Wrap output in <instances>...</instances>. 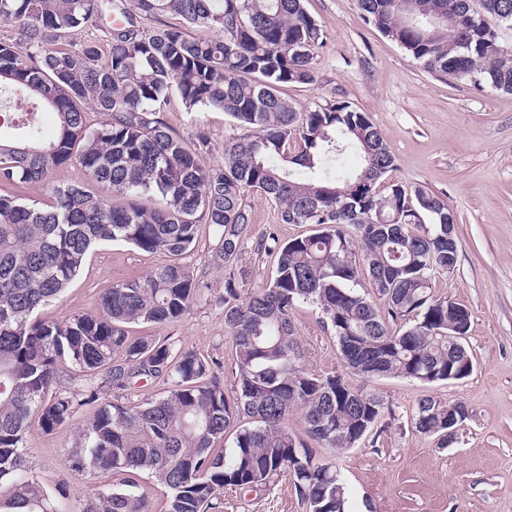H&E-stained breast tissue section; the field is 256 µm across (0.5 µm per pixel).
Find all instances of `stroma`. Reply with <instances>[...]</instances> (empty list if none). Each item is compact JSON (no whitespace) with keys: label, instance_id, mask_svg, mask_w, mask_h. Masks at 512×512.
I'll return each instance as SVG.
<instances>
[{"label":"stroma","instance_id":"35a3bbf8","mask_svg":"<svg viewBox=\"0 0 512 512\" xmlns=\"http://www.w3.org/2000/svg\"><path fill=\"white\" fill-rule=\"evenodd\" d=\"M308 14L326 33L314 49V80L286 87L297 111L347 102L366 112L392 150L396 180L427 187L448 203L456 219L457 263L438 275L435 295L470 312L465 346L474 370L461 380L424 384L393 375L367 380L354 375L340 357L336 338L314 308L295 310L293 325L303 344L308 372L339 376L379 396L384 413L369 437L347 450L315 448V455L336 468L351 493V512H512V94L476 90L471 83L429 72L397 42L360 17L357 0H304ZM163 116L186 141L198 131L209 136L199 153L203 167L223 162L224 140L236 134L223 111H187L170 93ZM252 221L241 250L225 261L218 235L202 226L195 248L186 255L208 294L184 317L158 328L132 323L129 335L160 334L183 348L224 362V385L232 387L235 360L225 331L227 270L242 277L247 290L269 282L273 256L259 251L257 238L275 232L280 241L309 233L306 224H283L274 203L259 192L248 194ZM168 258L122 242L94 248L77 279L63 296L41 308L40 319L63 321L89 311L113 283L163 266ZM464 403L469 417L457 424L448 446L419 432L412 417L420 399ZM81 407L72 421L52 434L31 426L27 463L49 491L63 489L71 503L93 496L96 478L67 469L66 453L79 426L93 416ZM222 512H307L286 478L243 491L225 488Z\"/></svg>","mask_w":512,"mask_h":512}]
</instances>
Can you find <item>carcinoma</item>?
I'll list each match as a JSON object with an SVG mask.
<instances>
[{"label": "carcinoma", "instance_id": "1", "mask_svg": "<svg viewBox=\"0 0 512 512\" xmlns=\"http://www.w3.org/2000/svg\"><path fill=\"white\" fill-rule=\"evenodd\" d=\"M358 0L361 17L426 69L477 88L512 93V0ZM179 16L185 27H139L137 14ZM440 13L447 34L425 25ZM107 20L109 49L94 40L58 46L65 33ZM0 23L17 39L0 40V112L27 107L25 121L0 125V183L43 187L42 207L0 195V512H154L135 477L150 475L168 491L167 512H217L224 488L251 490L285 476L308 512H348L349 490L288 429L300 410L306 436L338 450L367 438L383 402L334 376L302 368L294 336L296 308H318L350 371L361 378L397 375L429 382L470 375L471 355L448 324L470 320L448 308L433 281L457 263L447 204L422 187L391 179L395 157L364 112L345 102L296 111L283 88L314 80L311 52L325 31L303 0H0ZM202 26L210 36H193ZM187 111H223L242 131L224 139V163L206 169L174 134L162 112L171 90ZM53 114L52 126L38 119ZM105 120L92 123L89 113ZM297 144L289 152L291 144ZM356 151L361 169L344 175ZM281 157L286 165L274 163ZM78 165L95 184H61L54 173ZM274 201L282 224L318 230L285 243L272 233L257 249L274 255L275 275L239 301L234 271L224 281V324L235 354L232 393L223 363L181 348L170 337L128 335L135 322L167 326L210 287L183 256L201 226L219 234L224 258L239 252L251 224L247 192ZM123 241L168 263L103 292L95 310L62 322L36 312L79 276L99 244ZM369 281L385 311L360 292ZM408 320L405 330L389 321ZM81 373L82 392L64 389L63 369ZM164 376L170 388L137 405L100 403L104 386ZM96 405L65 458L72 471L100 479L84 503L63 510L27 466L29 424L50 434L76 409ZM236 421L231 451L215 448ZM418 431L448 444V406L429 397L415 412Z\"/></svg>", "mask_w": 512, "mask_h": 512}]
</instances>
